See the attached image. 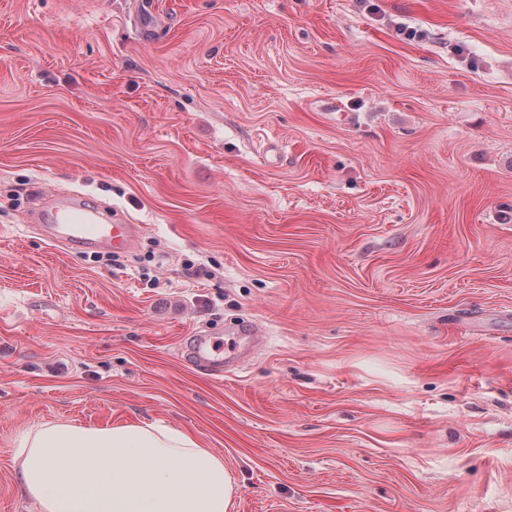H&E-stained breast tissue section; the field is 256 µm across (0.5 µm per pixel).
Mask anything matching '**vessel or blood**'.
I'll return each mask as SVG.
<instances>
[{
    "label": "vessel or blood",
    "instance_id": "obj_1",
    "mask_svg": "<svg viewBox=\"0 0 512 512\" xmlns=\"http://www.w3.org/2000/svg\"><path fill=\"white\" fill-rule=\"evenodd\" d=\"M43 231L54 241L69 247L127 252L135 243L137 225L113 223L88 199L79 195H49L37 214ZM193 360L215 375H223L224 359L208 336H194L190 348Z\"/></svg>",
    "mask_w": 512,
    "mask_h": 512
}]
</instances>
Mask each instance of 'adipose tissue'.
Returning a JSON list of instances; mask_svg holds the SVG:
<instances>
[{
  "label": "adipose tissue",
  "instance_id": "adipose-tissue-1",
  "mask_svg": "<svg viewBox=\"0 0 512 512\" xmlns=\"http://www.w3.org/2000/svg\"><path fill=\"white\" fill-rule=\"evenodd\" d=\"M14 461L39 512H229L235 493L223 457L149 423L46 422L20 435Z\"/></svg>",
  "mask_w": 512,
  "mask_h": 512
}]
</instances>
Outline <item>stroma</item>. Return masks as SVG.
<instances>
[{"mask_svg":"<svg viewBox=\"0 0 512 512\" xmlns=\"http://www.w3.org/2000/svg\"><path fill=\"white\" fill-rule=\"evenodd\" d=\"M51 420L193 432L230 512H512V0H0V512ZM36 219L52 240L69 247L125 253L137 237V225L115 224L80 195L47 196ZM190 354L201 367L208 368L217 376L224 374V357L211 339L202 334L193 337Z\"/></svg>","mask_w":512,"mask_h":512,"instance_id":"obj_1","label":"stroma"}]
</instances>
